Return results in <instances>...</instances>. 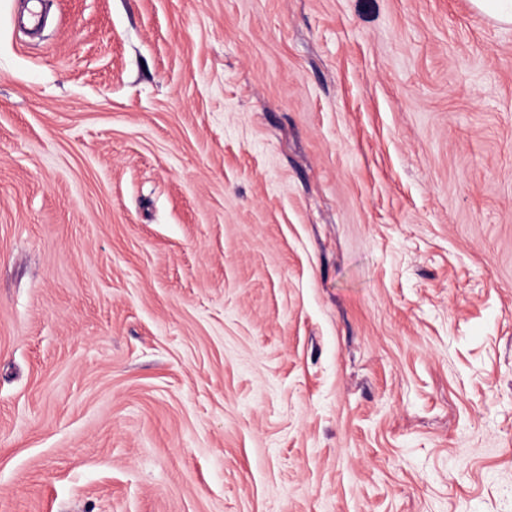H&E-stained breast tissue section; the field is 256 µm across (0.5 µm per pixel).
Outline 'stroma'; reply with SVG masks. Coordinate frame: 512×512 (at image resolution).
<instances>
[{"mask_svg":"<svg viewBox=\"0 0 512 512\" xmlns=\"http://www.w3.org/2000/svg\"><path fill=\"white\" fill-rule=\"evenodd\" d=\"M0 0V512H512V24L473 0Z\"/></svg>","mask_w":512,"mask_h":512,"instance_id":"stroma-1","label":"stroma"}]
</instances>
